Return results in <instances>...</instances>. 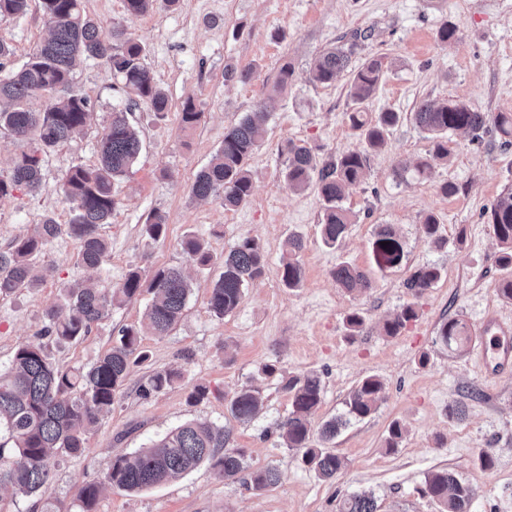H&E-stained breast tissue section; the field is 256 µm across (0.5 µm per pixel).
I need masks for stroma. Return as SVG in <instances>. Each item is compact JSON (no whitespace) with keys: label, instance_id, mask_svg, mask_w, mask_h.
I'll return each instance as SVG.
<instances>
[{"label":"stroma","instance_id":"35a3bbf8","mask_svg":"<svg viewBox=\"0 0 512 512\" xmlns=\"http://www.w3.org/2000/svg\"><path fill=\"white\" fill-rule=\"evenodd\" d=\"M90 17L111 39L121 25L146 47L145 63L166 93L169 107L155 117L146 106L130 107L119 80L103 63L79 60L73 84L87 92L91 112L86 133L50 151L43 163L41 191L19 188L0 200V248L26 233L45 216L59 223L71 218L57 190L70 167L97 161V133L112 112L131 109L142 142L129 172L116 183L119 199L102 235L109 255L95 270L75 263L77 242L63 236L49 244L37 266L41 282L0 297V367H8L17 347L34 340L60 287L88 278L119 287L127 272L145 275L177 266L189 276L191 293L179 323L164 336L145 334L146 362L133 366L80 455L56 457L38 498L0 489V512H32L35 500L62 512H79L76 495L83 485L101 480L111 458L155 444L167 432L198 420L222 427L226 445L245 451L248 471L277 468L274 487L257 491L244 476L215 479L209 462L182 478L138 493L104 487L95 512H337L353 492H373L378 512H440L423 494L426 474L451 470L474 493L472 512H512V372L488 377L473 348L458 352L436 340L439 327L453 318L479 329L488 313L512 318V300L498 287L508 271L499 263L501 247L488 211L504 189L512 188V144L495 128L480 139L449 133L448 159L434 157L433 144L411 113L424 100L463 102L490 114L512 113V0H179L175 8L128 17L124 0H82ZM446 23L460 29L457 43L438 42ZM48 24L38 9L0 18V39L11 44L14 63H22L46 38ZM356 41L353 65L371 56L388 65L368 104L372 113H399L384 145L369 154L362 182L351 186L343 204L354 222L337 248L323 245L319 226L322 203L313 190H290L283 178L286 140L312 147L321 159L366 148L347 115L354 109L349 78L335 84L315 82L310 64L320 52ZM294 69L284 93L275 86L282 64ZM251 70L250 80L228 81L225 66ZM193 100L201 114L194 129L181 126V110ZM270 105L267 135L248 161L253 191L249 201L225 208L217 197L200 200L191 186L224 141V131L260 102ZM429 160L427 180H399L402 168ZM455 191L445 194L444 184ZM167 224L166 237L146 243L141 228L152 213ZM441 225L442 245L424 234L425 215ZM382 224L400 235L405 259L382 270L371 243ZM203 239L214 257L200 269L183 254L184 236ZM291 235L305 242L303 278L289 289L282 282L281 254ZM255 239L266 259L263 276L250 284L240 306L216 318L207 300L223 271L221 261L243 239ZM363 270L370 289L347 293L331 272L339 263ZM440 268L441 277L421 295L404 283L419 267ZM150 294L114 308L83 340L50 349L64 367L90 366L112 346L117 330L140 325ZM415 303L418 316L399 335L383 332L384 322ZM358 312L364 325L349 335L346 317ZM276 374H262L264 365ZM174 369L181 380L144 399L141 385L157 370ZM317 373L322 403L311 417L319 429L343 413L352 390L365 377L383 384L376 410L342 428L329 451L344 466L333 480L319 477L281 438V423L291 402L282 377ZM207 386V399L192 404L195 385ZM255 389L262 408L243 422L229 410L234 394ZM462 418L448 414L451 405ZM399 422L403 437L386 446L388 428ZM494 458L482 467L481 452Z\"/></svg>","mask_w":512,"mask_h":512}]
</instances>
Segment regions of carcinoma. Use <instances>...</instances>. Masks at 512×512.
<instances>
[{
    "label": "carcinoma",
    "instance_id": "1",
    "mask_svg": "<svg viewBox=\"0 0 512 512\" xmlns=\"http://www.w3.org/2000/svg\"><path fill=\"white\" fill-rule=\"evenodd\" d=\"M167 7L179 0H125L127 15L136 18L154 9L157 2ZM33 0H0V16L24 15ZM49 24V35L20 66L7 68L14 55L13 48L0 40V129L30 144L13 162L8 178L0 177V199L13 196L24 186L31 192L42 189L43 157L49 151L81 134L90 117L86 93L72 87V71L79 57L102 61L120 78L122 89L134 106L140 104L161 116L168 111V97L155 83L145 65L143 44L117 26L112 41L100 37L98 21L88 16L82 0H38ZM356 42L337 46L315 57L314 79L327 84L350 66ZM385 73L379 58H369L355 72L350 96L357 109L348 114L352 129L359 132L367 146L383 145L385 134L400 119L397 112H379L370 117L367 103L375 94ZM40 107H34V102ZM264 111L243 116L224 130V142L210 163L200 170L192 184V194L200 199L221 198L226 208L245 204L252 195V180L247 161L264 140ZM413 118L416 125L429 134L434 152L448 156V133L463 131L478 134L491 123L501 136L512 138V114L499 112L492 116L466 104L424 101ZM201 119L193 100L182 109V128L190 130ZM141 142L128 113L114 112L103 126L98 140V163L92 167L68 169L60 183V191L70 205L72 217L60 224L46 217L30 234L14 237L0 249V296L23 286L39 282L33 270L45 248L52 241L68 236L78 243L76 263L87 268L100 267L108 253V242L100 232L109 223L117 205L113 186L124 176L140 152ZM281 153L286 155L284 177L292 190H317L323 202L320 224L324 245L335 248L343 240L348 226L354 223L350 210L342 205L346 187L361 182L368 168V154L348 151L331 160H321L314 150L285 141ZM489 224L503 255L502 265L512 266V189L505 190L491 205ZM147 242H157L166 235L164 216L153 213L142 224ZM182 252L199 267L209 265L212 255L204 240L185 236ZM304 242L290 235L284 243L282 280L286 287L300 285L303 270L300 254ZM372 253L381 269L399 266L404 258V244L390 224H383L375 233ZM224 271L215 281L208 297V308L222 318L241 304L245 289L259 279L265 267L261 247L246 238L224 255ZM336 283L347 292L369 289L371 280L357 267L340 263L332 272ZM434 266L418 268L405 282L413 294L423 293L440 279ZM153 293L140 326L118 329L110 350L88 367H63L52 361L48 344L73 343L87 336L92 328L106 318L112 308L134 300L142 288ZM191 288L182 269L167 267L156 270L146 279L141 269L128 271L122 285H65L62 301L45 312L46 325L36 339L20 345L11 366L0 373V488L9 487L23 497H31L49 478V460L61 451L76 455L83 452L101 417L110 412L114 397L123 385L129 368L147 360L139 346L145 331L155 336L167 334L182 318ZM417 317L414 305L407 304L384 324L388 336H396L406 324ZM471 338L470 326L462 319H451L439 329L437 340L450 349L463 348ZM181 373L166 369L155 372L141 386L144 399L172 386ZM282 389L291 400V411L283 423L289 448L302 452V460L312 466L325 480L335 478L343 466L342 459L311 443L309 417L322 402L323 385L315 373L290 376ZM382 383L369 376L351 393L346 414L326 421L320 429L325 442L336 438L351 419H362L375 411L380 400ZM260 408L259 398L249 389H242L230 400V411L238 419H250ZM224 430L206 421H191L170 431L161 443L142 448L132 454L113 457L103 482L84 485L78 493L80 512H92L102 483L125 492H140L174 481L208 460L219 479L235 477L245 471V455L239 448H226ZM279 474L267 468L250 476L252 487L264 490L275 485ZM425 493L443 505V512H471L473 493L446 468L429 472L425 477ZM339 512H377L375 497L366 492L353 493L339 502Z\"/></svg>",
    "mask_w": 512,
    "mask_h": 512
}]
</instances>
